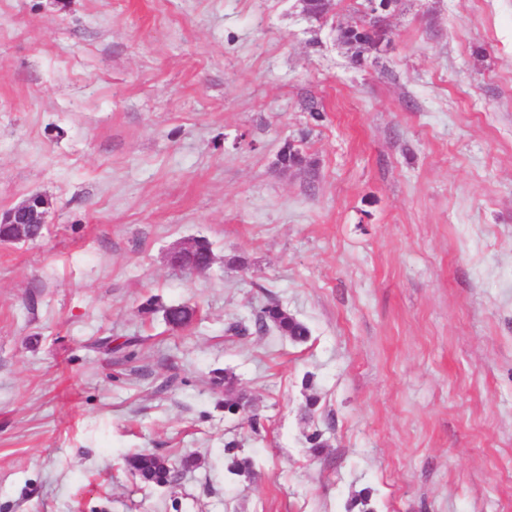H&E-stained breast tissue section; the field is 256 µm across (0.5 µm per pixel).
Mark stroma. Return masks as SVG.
<instances>
[{
    "label": "stroma",
    "mask_w": 512,
    "mask_h": 512,
    "mask_svg": "<svg viewBox=\"0 0 512 512\" xmlns=\"http://www.w3.org/2000/svg\"><path fill=\"white\" fill-rule=\"evenodd\" d=\"M371 8L0 0V512H512V0ZM338 38L342 42L363 38L368 46L376 48L386 39V31L375 18H370L368 22L362 21L354 27L339 28ZM48 206V200L42 195L29 196L16 206L0 211V224L10 227L21 239L28 241L34 226L42 227L47 223V213H37V209ZM194 242V248L190 243L185 242L175 246L168 253V261L175 269L187 271L190 273H203V270H211L215 264V254L211 243L207 239H191ZM195 249L198 266L192 263V254ZM143 313H153L161 311L163 319L172 329H182L188 327L197 314L195 307L185 304H173L169 306H158L156 302L150 298L142 305ZM255 324L261 327H275L277 331L288 336L293 341H305L309 336V329L305 324L290 316L278 304L263 307L255 317ZM128 464L130 470L146 484L161 486L171 478L172 473L167 461L154 454H135L130 457Z\"/></svg>",
    "instance_id": "obj_1"
}]
</instances>
